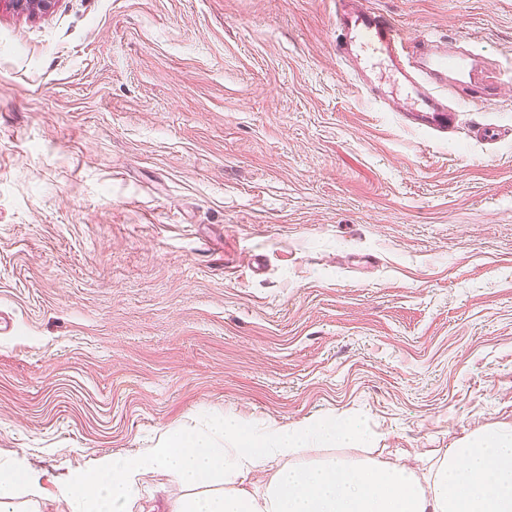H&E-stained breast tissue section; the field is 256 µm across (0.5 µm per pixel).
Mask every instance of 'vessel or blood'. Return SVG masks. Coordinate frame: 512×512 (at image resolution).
Instances as JSON below:
<instances>
[{
    "label": "vessel or blood",
    "mask_w": 512,
    "mask_h": 512,
    "mask_svg": "<svg viewBox=\"0 0 512 512\" xmlns=\"http://www.w3.org/2000/svg\"><path fill=\"white\" fill-rule=\"evenodd\" d=\"M336 51L369 101L416 130L448 133L455 120L449 92L480 83L471 48L410 37L366 0H336Z\"/></svg>",
    "instance_id": "obj_1"
}]
</instances>
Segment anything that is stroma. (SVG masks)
I'll list each match as a JSON object with an SVG mask.
<instances>
[{
  "mask_svg": "<svg viewBox=\"0 0 512 512\" xmlns=\"http://www.w3.org/2000/svg\"><path fill=\"white\" fill-rule=\"evenodd\" d=\"M369 4L475 45L491 106L371 103L334 0H0V457L41 512L205 412L413 466L512 428V0Z\"/></svg>",
  "mask_w": 512,
  "mask_h": 512,
  "instance_id": "35a3bbf8",
  "label": "stroma"
}]
</instances>
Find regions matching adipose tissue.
Segmentation results:
<instances>
[{
    "label": "adipose tissue",
    "instance_id": "obj_1",
    "mask_svg": "<svg viewBox=\"0 0 512 512\" xmlns=\"http://www.w3.org/2000/svg\"><path fill=\"white\" fill-rule=\"evenodd\" d=\"M366 434L360 420L312 416L259 430L243 417L214 415L202 429L169 428L155 447L98 458L75 474L71 512H132L149 474L183 490L149 512H512V430L432 450L421 470L369 454L333 456ZM314 448L327 456L310 457ZM255 474L262 484L254 488ZM42 495L32 471L0 462V512H39Z\"/></svg>",
    "mask_w": 512,
    "mask_h": 512
}]
</instances>
